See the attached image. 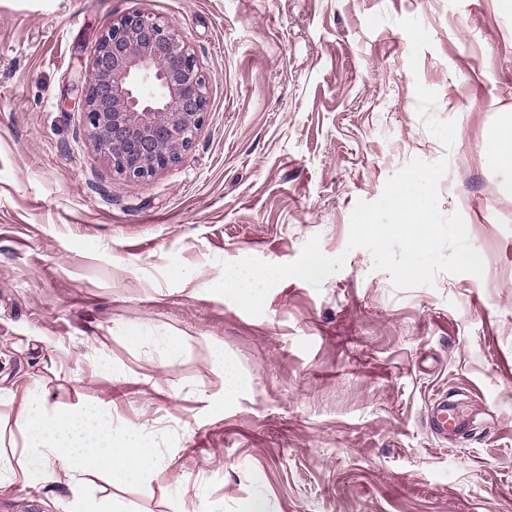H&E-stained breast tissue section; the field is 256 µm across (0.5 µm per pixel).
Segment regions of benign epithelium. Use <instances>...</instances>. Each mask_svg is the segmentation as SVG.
I'll return each mask as SVG.
<instances>
[{
	"mask_svg": "<svg viewBox=\"0 0 512 512\" xmlns=\"http://www.w3.org/2000/svg\"><path fill=\"white\" fill-rule=\"evenodd\" d=\"M78 84L96 150L128 178L145 181L179 163L204 121L209 77L173 25L155 15L114 21Z\"/></svg>",
	"mask_w": 512,
	"mask_h": 512,
	"instance_id": "benign-epithelium-1",
	"label": "benign epithelium"
}]
</instances>
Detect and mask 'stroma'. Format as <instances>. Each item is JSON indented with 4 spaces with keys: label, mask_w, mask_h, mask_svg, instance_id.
<instances>
[{
    "label": "stroma",
    "mask_w": 512,
    "mask_h": 512,
    "mask_svg": "<svg viewBox=\"0 0 512 512\" xmlns=\"http://www.w3.org/2000/svg\"><path fill=\"white\" fill-rule=\"evenodd\" d=\"M172 23L210 78L181 161L139 182L92 147L84 100L113 21ZM512 110L503 0H0V385L143 427L173 471L91 491L122 512H512V167L484 145ZM447 159L483 277L400 290L347 250L358 201L412 159ZM345 255L321 288L288 278L264 312L210 293L221 262ZM143 335L182 338L162 368ZM221 349L244 383L224 399ZM469 393L473 434L426 430ZM64 474L0 512H66Z\"/></svg>",
    "instance_id": "stroma-1"
}]
</instances>
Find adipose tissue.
<instances>
[{
	"mask_svg": "<svg viewBox=\"0 0 512 512\" xmlns=\"http://www.w3.org/2000/svg\"><path fill=\"white\" fill-rule=\"evenodd\" d=\"M22 403V464L0 452V490L21 485L35 489L64 472L72 492L69 512H112L86 492L87 478L102 474L111 484L130 482L149 487L151 477L171 468L174 459L161 455L141 429L115 432L112 416L104 411L75 404L47 408L46 395L18 398L11 387L0 386V404Z\"/></svg>",
	"mask_w": 512,
	"mask_h": 512,
	"instance_id": "adipose-tissue-1",
	"label": "adipose tissue"
}]
</instances>
